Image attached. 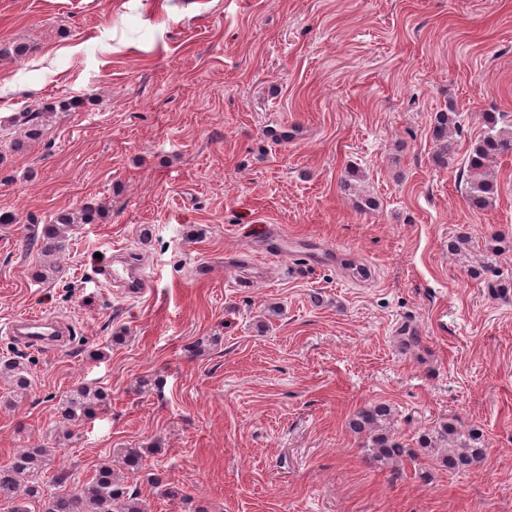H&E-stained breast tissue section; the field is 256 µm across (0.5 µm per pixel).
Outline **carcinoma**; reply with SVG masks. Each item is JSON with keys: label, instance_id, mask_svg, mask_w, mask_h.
<instances>
[{"label": "carcinoma", "instance_id": "carcinoma-1", "mask_svg": "<svg viewBox=\"0 0 512 512\" xmlns=\"http://www.w3.org/2000/svg\"><path fill=\"white\" fill-rule=\"evenodd\" d=\"M485 130L474 142L460 170L465 199L473 210L491 206L497 194V184L491 165L502 155L512 153V128L499 126V118L488 113L484 120ZM458 129V114L449 110L434 115L432 137L435 157L445 163L454 150L452 133ZM97 210L85 207L79 213L60 212L45 228L39 240L42 255L59 253L69 245L67 231L72 224H87L94 220ZM0 377L7 381L14 392L24 393L32 386L28 366L18 358L0 360ZM108 400V394L97 386H80L59 403L62 419L70 424L85 423L93 419L96 410ZM391 408L378 403L356 411L348 422L350 430L367 439L369 460L373 464L388 466L410 453L387 434V422ZM448 444L442 464L450 472L466 470L485 457V444L475 435H462L452 422H447L423 435L422 448H430L436 442ZM146 451L142 448H123L118 454V464L128 471H139L145 466ZM46 465L43 448H26L15 454L13 460L0 466V499L11 504L9 512H26L16 505L17 498L24 496L41 505V512H146L140 493L124 486L117 470L108 459L95 469L91 479L78 486L72 493L46 495L38 482V474Z\"/></svg>", "mask_w": 512, "mask_h": 512}]
</instances>
